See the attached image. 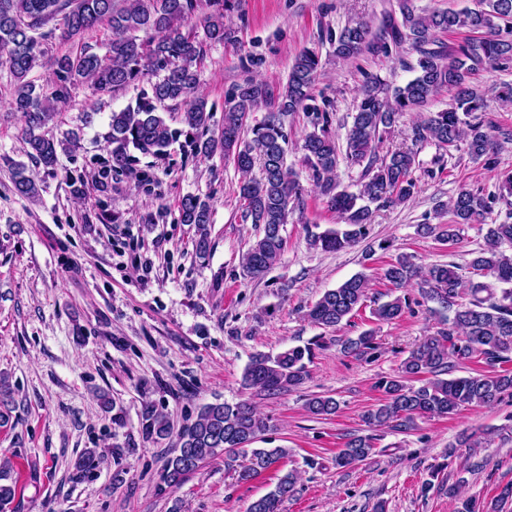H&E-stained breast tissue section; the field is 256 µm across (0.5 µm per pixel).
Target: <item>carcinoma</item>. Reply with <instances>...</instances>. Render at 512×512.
Instances as JSON below:
<instances>
[{"label": "carcinoma", "mask_w": 512, "mask_h": 512, "mask_svg": "<svg viewBox=\"0 0 512 512\" xmlns=\"http://www.w3.org/2000/svg\"><path fill=\"white\" fill-rule=\"evenodd\" d=\"M213 2L220 9L204 18L205 39L200 41L184 29L198 7L197 0H0V62L8 65L16 81L9 106L22 117L27 154L35 163L51 169L57 165L58 152L72 145L69 134L58 138L49 130L57 104L72 87L87 81L101 92L116 93L150 73L160 75L135 105L111 114L104 134L109 150L100 159V174L106 177L114 169L133 167L137 157L130 154L132 149L163 160L168 147L181 136L197 156L219 152L233 159L242 175L238 195L244 217L260 229L242 257V274L259 280L281 256L290 204L300 197L296 173L286 164L283 118L305 107L320 60L312 49L300 51L290 67L287 84L276 91L251 80L237 85L225 103L222 130L201 138L199 131L208 126L210 111L206 99L198 94L194 65L202 61L208 44L228 39L224 0ZM399 11L401 20L390 17L380 40L373 37L365 22L345 28L336 40V55L341 58L364 50L376 52L386 48L389 41L399 44L406 40L420 54L418 74L405 85L391 90L374 78L361 90L345 145V159L364 165L358 193L339 189L336 168L340 148L326 115L314 113L313 131L301 144L303 161L320 195L342 219V223L310 235L311 245L323 251L344 249L366 236L372 214L369 204L390 207L413 196L415 147L433 143L449 150L464 141L469 155L479 159L512 141V129L481 117L486 101L467 84L473 72L512 60V0H479L473 10L427 14L415 13L410 0H400ZM56 20L60 21L58 30L43 31ZM104 21L112 31L104 54L82 45L75 52L53 57L50 82L39 85L29 79L45 55L38 38L55 35L63 44H74ZM460 29L478 37L448 53L428 48L436 43L437 34ZM141 31L151 37L139 38ZM444 89L454 91V104L415 122L408 133L411 146L377 154L380 140L398 115L424 106ZM168 102L185 105L180 129L172 128L158 111ZM263 103L271 104L272 111L262 122L247 127L248 115ZM13 185L22 197L34 200L40 196L37 183L23 166L14 168ZM508 195H512L511 173L502 177L497 196L462 189L451 200L454 223L423 224L421 229L452 244L463 226L484 223L493 205ZM210 221L206 202L195 196L182 200L180 223L195 228L194 250L203 260L211 251ZM506 245H512V223L488 225L485 247L468 264L470 278L456 265L422 268L405 253L386 265L381 279L394 289L416 288L422 298L438 303L448 311V327L413 348L402 361L399 374L378 381L384 399L365 415L368 425L405 432L418 418L448 416L466 406L491 405L512 396V369L506 368L512 362V254H506ZM370 285V276L358 273L326 290L307 310V319L324 329L339 326L364 305ZM406 308L407 298L396 296L373 307L370 314L378 323H389L399 319ZM375 340V332H364L347 341L344 351L360 357L375 349ZM323 347L325 337L316 336L304 346L289 347L275 355L257 353L244 369L242 387L269 394L291 392L305 382L307 363L314 351ZM453 358H479L495 371L448 378ZM307 409L314 416H333L339 402L333 396L315 395L309 398ZM141 417L143 432L150 438L176 434L173 456L160 474V484L167 488L180 485L202 464L220 456L225 469L234 472L241 483L276 470L273 488L252 501L247 512H279L282 500L295 488L296 471L278 468L288 457V449L250 447L270 425L247 401L204 404L195 419L176 433L167 415L152 404L144 405ZM374 440L372 435L349 438L336 454V466L368 459L375 449ZM102 462L96 449H86L72 465L73 480L86 478ZM11 470V460L1 456L0 512H13L17 484L11 479ZM448 494L457 500L456 512H499L512 499V486L503 488L490 503L461 495L457 486L448 488Z\"/></svg>", "instance_id": "cac0c4a2"}]
</instances>
